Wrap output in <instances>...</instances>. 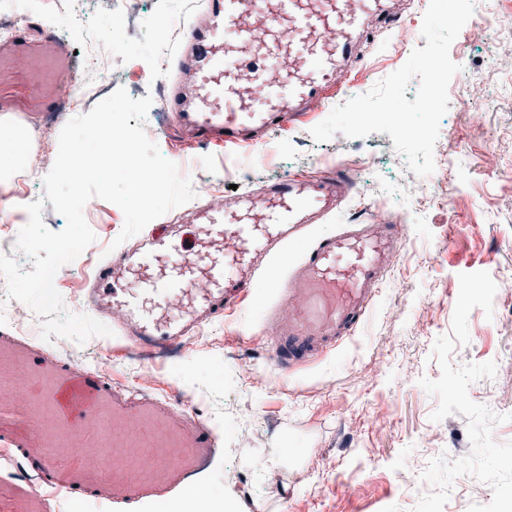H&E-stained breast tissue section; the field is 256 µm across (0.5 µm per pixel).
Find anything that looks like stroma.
<instances>
[{
	"instance_id": "obj_1",
	"label": "stroma",
	"mask_w": 512,
	"mask_h": 512,
	"mask_svg": "<svg viewBox=\"0 0 512 512\" xmlns=\"http://www.w3.org/2000/svg\"><path fill=\"white\" fill-rule=\"evenodd\" d=\"M428 3L404 0L396 32L377 31L361 43L346 91L288 123L264 146L244 143L227 152L187 141L172 131L163 101H153L148 111L147 135L164 157L185 167L196 201L338 169L357 182L340 212L306 228L300 241L286 247L287 263L245 285L239 309L179 344L144 350L118 334L82 345L57 337L44 341L46 349L95 367L116 383L155 393L213 426L222 453L204 482L211 495L190 505V512H412L429 490L422 475L430 461L471 451L466 417L456 413L432 421L438 400L419 384L420 378L440 375L434 342L451 331L458 276L466 272L491 275L497 286L493 314L470 312L469 341L456 346L450 362H495V376L474 382L469 396L506 415L492 436L512 442V93L486 103L488 91L512 83V0L498 2L502 36L496 49H489V30L477 16L450 48L459 70L449 84V109L434 152L455 153L457 165L439 187L408 170L388 134L338 133L322 143L311 135L334 107L354 93H367L413 49L425 47L416 24ZM202 7L203 0H140L135 32L106 52L113 87L137 99L153 93L160 73L174 75L180 46ZM159 13L174 23L164 51L151 25ZM14 119L27 127L29 148L25 171L0 175V254L29 272L31 259L15 249L22 227L18 215L26 196L44 195L43 178L32 167L39 160L53 165L59 133L39 136L41 119L34 115L20 112ZM365 162L371 165L366 172L360 169ZM375 209L396 214L405 238L374 308L351 341L279 372L269 360L262 318L288 262L339 225L366 223ZM84 216L95 248L54 278L73 313L83 312L94 268L124 225L122 211L98 198L86 204ZM42 322L27 305L10 304L0 283V330L37 342ZM492 496L489 485L464 475L454 482L444 512H468Z\"/></svg>"
}]
</instances>
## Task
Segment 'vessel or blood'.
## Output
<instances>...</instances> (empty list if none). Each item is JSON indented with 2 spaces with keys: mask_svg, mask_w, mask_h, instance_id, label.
<instances>
[{
  "mask_svg": "<svg viewBox=\"0 0 512 512\" xmlns=\"http://www.w3.org/2000/svg\"><path fill=\"white\" fill-rule=\"evenodd\" d=\"M392 0H205L179 61L187 79L169 108L204 142L255 143L340 90L359 42L390 22ZM73 53L23 20L0 40V79L21 85L34 112H61L73 93ZM351 177L278 179L263 192L196 207L187 232H154L101 263L87 305L143 347L179 341L221 314L231 286L287 241L338 210ZM402 232L382 213L320 238L276 290L265 328L277 368L300 365L353 336L377 296ZM0 512H57L56 495L113 512L198 486L221 443L199 415L112 383L0 330Z\"/></svg>",
  "mask_w": 512,
  "mask_h": 512,
  "instance_id": "b4317fda",
  "label": "vessel or blood"
}]
</instances>
